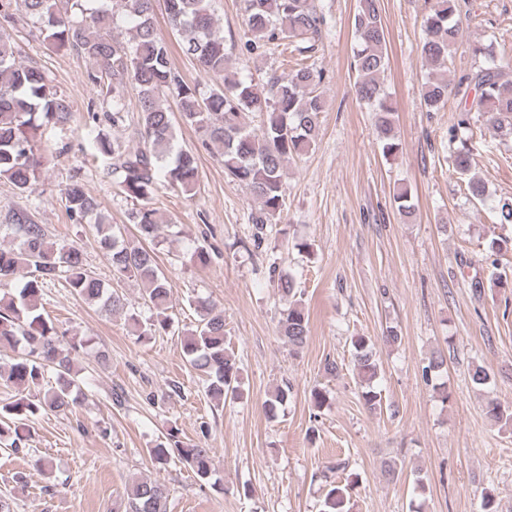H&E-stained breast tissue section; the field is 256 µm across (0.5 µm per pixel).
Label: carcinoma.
Wrapping results in <instances>:
<instances>
[{
  "label": "carcinoma",
  "instance_id": "cac0c4a2",
  "mask_svg": "<svg viewBox=\"0 0 512 512\" xmlns=\"http://www.w3.org/2000/svg\"><path fill=\"white\" fill-rule=\"evenodd\" d=\"M81 0H0V178L19 192H32L49 158L38 145L44 127L70 120L67 99L46 80L36 67L16 62V51L9 33L19 16L39 23L40 34L48 47L76 50L92 61L87 83L99 89L104 99H112V109L92 113L94 126L88 129L96 157L108 162L112 183L136 207L129 213L139 245L126 243L122 228L98 222L94 225L99 249L113 274L139 282L144 301L153 309L150 322L139 332L148 338L169 330L171 288L159 268L150 245L161 235L162 219L152 200L161 184L190 194L198 182L196 153L177 139L173 112L161 98L176 99L180 120L195 130L202 146L221 148L224 173L244 184L260 204L254 217V243L260 245L269 226L277 222L285 206L283 186L286 163L304 155L316 142L320 114L326 102L318 88L323 71L301 65L286 78L271 76L264 83L241 76L229 68L224 37L214 27L211 0H165L170 28L179 38L180 51L193 58L200 71L218 80L214 88L203 89L188 83L172 67L169 45L157 32L154 0H102V4L74 18L68 5ZM246 44L252 51L269 45L286 47L319 35L322 17L313 0H243ZM130 23L132 37L127 45L115 42L109 30L114 16ZM355 45L351 70L356 100L373 112L375 128L384 158L395 156L400 140L395 131L393 99L383 86L388 67L387 36L381 16L380 0H357L352 21ZM459 0H434L421 23V56L426 74L421 98L427 111L437 112L448 94L460 97L459 118L448 129L449 142L457 144L452 165L468 178L472 197L485 198L483 181L471 173L474 159L461 131L470 129V115L480 112L488 125L512 131V79L504 78L492 50L484 44L472 47L482 65L452 83L439 79L450 72L452 51L461 36ZM138 91L136 134L139 146L129 149L117 139L96 131L103 121L120 127L128 121L125 109L127 87ZM262 117L251 127L253 115ZM65 209L69 218L80 224L97 204L79 184L65 188ZM394 202L404 217L414 216L411 190L395 187ZM20 235L17 248L0 247V384L14 389L15 401L0 407V438L15 435L23 421L48 414L72 412L80 404L81 393L72 352L86 344L77 334L60 330L58 324L41 311L45 284L62 278L80 298L95 303L111 314L121 313L125 303L117 292L104 286L88 270L82 249L73 243L47 240L42 225L23 210L5 217ZM213 250L203 241L190 254V261L208 266ZM269 279L276 288L283 308L279 331L291 349L307 343L309 314L297 297L293 278L269 268ZM197 323L181 339L187 363L207 377L205 394L216 405L240 395L239 368L226 347L224 310L210 301L195 304ZM23 345L24 351L9 356L5 350ZM352 358L361 386L364 406L372 413L382 411V397L374 387L380 371V357L367 336L352 337ZM53 370L54 385L44 387L45 373ZM289 389L276 388L264 401L268 414H275L287 400ZM487 415L496 422L512 423V407L491 400ZM201 440H182L181 430L172 425L165 439L147 450L152 466L165 467L177 459L196 478L214 488L220 486L212 468L213 449L205 443L209 426H199ZM358 476L349 474L345 483L326 488L320 512H350V490ZM168 490L156 480L136 479L128 491L122 512H167Z\"/></svg>",
  "mask_w": 512,
  "mask_h": 512
}]
</instances>
